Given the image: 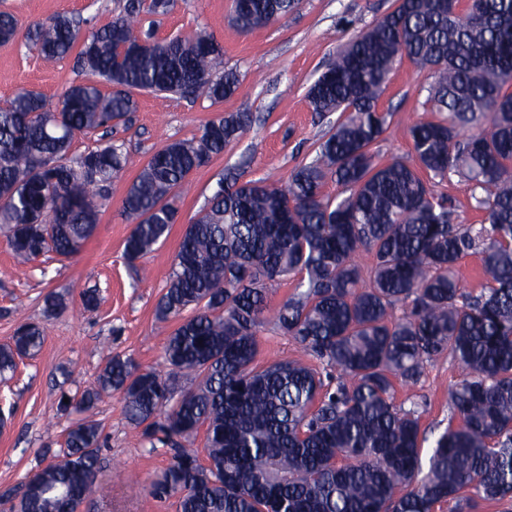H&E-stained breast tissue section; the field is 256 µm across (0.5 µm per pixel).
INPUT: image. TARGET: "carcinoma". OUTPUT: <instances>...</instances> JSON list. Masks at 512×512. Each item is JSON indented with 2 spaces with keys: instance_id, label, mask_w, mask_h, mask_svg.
Masks as SVG:
<instances>
[{
  "instance_id": "obj_1",
  "label": "carcinoma",
  "mask_w": 512,
  "mask_h": 512,
  "mask_svg": "<svg viewBox=\"0 0 512 512\" xmlns=\"http://www.w3.org/2000/svg\"><path fill=\"white\" fill-rule=\"evenodd\" d=\"M459 2L396 0L310 86L313 111L344 114L313 159L284 186L240 184L228 172L186 225L155 314L179 319L164 356L195 389L175 400L170 376L108 356L96 387L61 391L60 411L79 418L22 490L0 494L3 512H79L99 492L94 409L114 392L143 439L172 451L150 492L180 496L178 512H433L512 499V0ZM294 4L233 0L230 21L249 32ZM173 6L129 0L126 14L87 36L69 17L36 25L43 60L76 49L89 79L53 109L27 88L0 107V228L16 265L78 254L107 206L104 183L128 164L113 141L68 157L76 134L129 128L134 90L213 103L235 94V71L213 74L223 51L206 32L158 42L136 30L133 16ZM18 35L14 15L0 11V44ZM405 55L434 70L430 102L448 117L409 127L416 163H381L370 150L387 123L377 100ZM249 123V113H230L151 155L121 204L132 225L127 260L167 239L177 191ZM422 170L472 185L488 225L452 223ZM329 177L335 195L324 191ZM479 240L490 284L472 296L457 267ZM362 252L372 254L367 272ZM291 277L295 293L268 319L269 287ZM268 322L342 381L329 388L303 360L258 364ZM44 336L38 324L18 325L0 345V375L37 354ZM444 353L464 370L448 389L459 424L438 435L424 468L419 417L396 407L395 384L417 382ZM201 429L203 459L184 445Z\"/></svg>"
}]
</instances>
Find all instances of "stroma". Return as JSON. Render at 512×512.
<instances>
[{
    "label": "stroma",
    "mask_w": 512,
    "mask_h": 512,
    "mask_svg": "<svg viewBox=\"0 0 512 512\" xmlns=\"http://www.w3.org/2000/svg\"><path fill=\"white\" fill-rule=\"evenodd\" d=\"M233 0H175L164 15L140 14V28L152 29L157 40L210 34L224 48L223 65L236 69V94L220 104L203 97L139 91L138 110L129 129L118 130L130 162L106 186L109 198L99 223L81 252L62 260L47 254L17 270L0 231V345L8 343L21 321L42 324L45 342L33 357L19 359L13 378L0 381V412L7 425L0 429V492L20 485L42 467L44 451H58L75 417L58 409L61 389L93 388L107 354L129 356L145 368L167 372L164 345L176 320L160 321L156 303L164 292L182 232L218 190L226 168H236L241 180L286 183L291 172L311 161L338 113L311 110L306 92L328 68L351 37L370 28L391 11L396 0H296L287 16L263 28L243 32L228 16ZM127 0H0V11L15 15L18 39L0 46V107L22 87L57 105L70 86L84 81L76 56L45 63L26 35L39 22L59 15L74 16L89 33L109 25L124 13ZM434 81L430 69L410 58L395 66L378 99V109L392 112L381 138L371 150L377 159L413 160L408 128L439 120L427 102ZM232 112L253 117L250 128L193 173L176 200L178 220L166 241L136 263L123 257L131 230L121 214V201L149 157L165 143L197 135L202 126ZM435 195L447 198L457 224H482L470 185L458 176L432 178ZM99 291L95 308H84L79 293ZM64 296L59 313L44 311L48 293ZM70 379H62L61 370ZM463 370L441 356L429 362L424 375L410 386H397L394 403L416 411L426 439L421 458H429L435 437L451 422L448 387ZM105 445V466L98 482L103 494L83 506V512H176L174 498L154 497L151 480L171 461L169 449L151 447L132 429L121 395L104 397L96 408Z\"/></svg>",
    "instance_id": "stroma-1"
}]
</instances>
